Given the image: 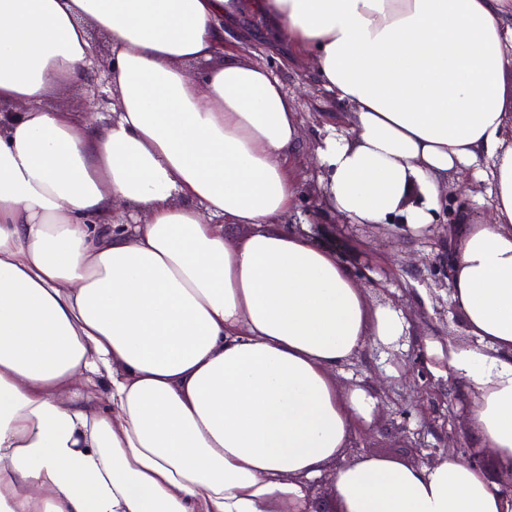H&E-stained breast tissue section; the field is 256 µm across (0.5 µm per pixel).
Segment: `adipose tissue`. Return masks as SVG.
<instances>
[{"label":"adipose tissue","instance_id":"ef3b65f1","mask_svg":"<svg viewBox=\"0 0 512 512\" xmlns=\"http://www.w3.org/2000/svg\"><path fill=\"white\" fill-rule=\"evenodd\" d=\"M246 13L350 109L318 149L325 212L423 237L449 171L487 160L495 221L461 209L449 255L477 342L448 364L512 461V0H0V512H305L326 471L342 512H504L452 454L336 466L374 397L334 373L405 320L280 227L300 119L273 70H188ZM91 26L117 109L46 107Z\"/></svg>","mask_w":512,"mask_h":512}]
</instances>
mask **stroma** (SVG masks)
<instances>
[{
	"label": "stroma",
	"mask_w": 512,
	"mask_h": 512,
	"mask_svg": "<svg viewBox=\"0 0 512 512\" xmlns=\"http://www.w3.org/2000/svg\"><path fill=\"white\" fill-rule=\"evenodd\" d=\"M260 62L271 67L279 78L284 91L300 118V142L291 165L302 183V210L296 218L302 226H310L311 217L304 208L310 207L321 196L324 174L318 163V148L325 126L348 132L347 110L340 106L334 95L319 84L312 60H295L285 47L273 44L265 34L262 21L244 15L234 24L224 28V53L209 60L191 64L192 72L200 74L223 64L225 59ZM328 234L316 236L322 246H330L332 236L338 235L350 245L371 251L381 271L389 279L385 294L367 292L371 306L381 304L399 307L406 313L411 336L402 351L408 355H421L433 376L435 400L456 395L452 421L461 440L474 437L473 401L471 384L455 375L448 367V348L451 344L469 341L470 336L457 310L448 308L442 301L431 272L436 256L447 253L450 235L442 233L430 238H408L384 228L382 234L372 235L338 223L336 217L326 219ZM406 368L389 359L376 346H369L337 369L336 385L345 391L363 384L378 393L380 399L372 427L357 430L351 437L363 455L388 457L405 464H413L416 456L409 447L408 433L425 428L428 443H435L433 417L420 405L416 392L404 382Z\"/></svg>",
	"instance_id": "1"
}]
</instances>
